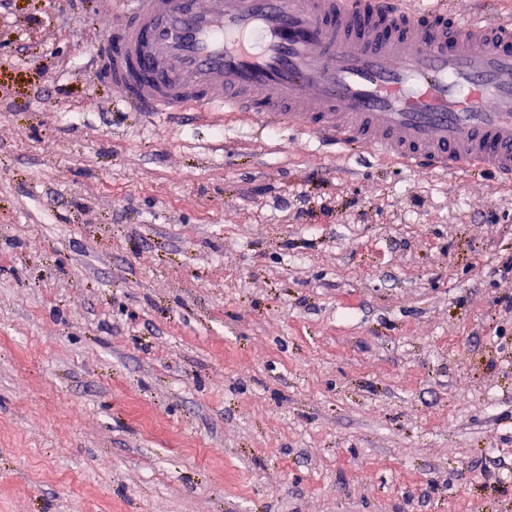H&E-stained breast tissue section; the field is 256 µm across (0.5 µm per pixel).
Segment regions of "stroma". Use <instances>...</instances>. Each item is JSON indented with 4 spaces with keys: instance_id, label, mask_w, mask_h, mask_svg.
<instances>
[{
    "instance_id": "35a3bbf8",
    "label": "stroma",
    "mask_w": 512,
    "mask_h": 512,
    "mask_svg": "<svg viewBox=\"0 0 512 512\" xmlns=\"http://www.w3.org/2000/svg\"><path fill=\"white\" fill-rule=\"evenodd\" d=\"M118 5L0 0V512H512V183L121 105Z\"/></svg>"
}]
</instances>
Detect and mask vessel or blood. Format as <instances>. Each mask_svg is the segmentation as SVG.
Instances as JSON below:
<instances>
[{
    "instance_id": "vessel-or-blood-1",
    "label": "vessel or blood",
    "mask_w": 512,
    "mask_h": 512,
    "mask_svg": "<svg viewBox=\"0 0 512 512\" xmlns=\"http://www.w3.org/2000/svg\"><path fill=\"white\" fill-rule=\"evenodd\" d=\"M92 55L146 112H241L512 181V21L440 0H121Z\"/></svg>"
}]
</instances>
